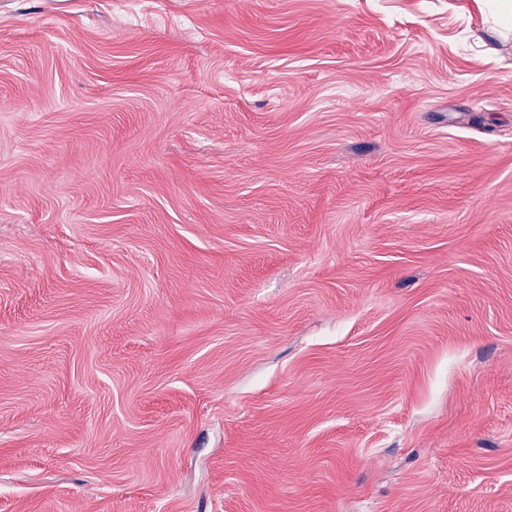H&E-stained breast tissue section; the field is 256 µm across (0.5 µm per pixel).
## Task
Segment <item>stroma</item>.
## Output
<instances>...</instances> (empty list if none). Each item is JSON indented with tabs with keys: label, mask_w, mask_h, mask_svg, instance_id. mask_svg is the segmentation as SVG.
<instances>
[{
	"label": "stroma",
	"mask_w": 512,
	"mask_h": 512,
	"mask_svg": "<svg viewBox=\"0 0 512 512\" xmlns=\"http://www.w3.org/2000/svg\"><path fill=\"white\" fill-rule=\"evenodd\" d=\"M0 512H512V0H0Z\"/></svg>",
	"instance_id": "1"
}]
</instances>
